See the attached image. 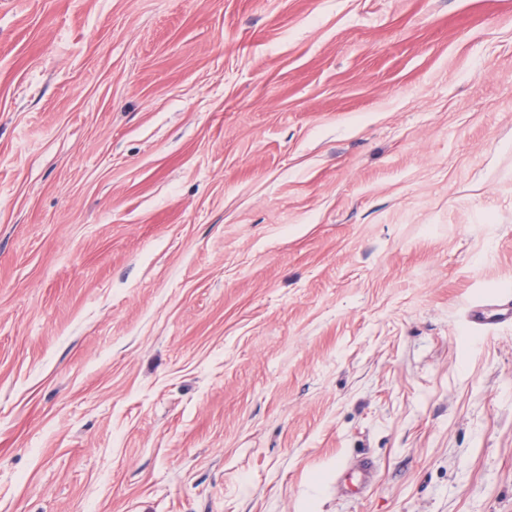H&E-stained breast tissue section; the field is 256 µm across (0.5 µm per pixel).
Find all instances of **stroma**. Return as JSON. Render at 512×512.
Returning a JSON list of instances; mask_svg holds the SVG:
<instances>
[{"mask_svg":"<svg viewBox=\"0 0 512 512\" xmlns=\"http://www.w3.org/2000/svg\"><path fill=\"white\" fill-rule=\"evenodd\" d=\"M496 298L512 0H0V512H512ZM469 323L474 327L489 325L491 319L512 321V301L500 300L473 305L468 310ZM375 468L368 458H360L345 464L338 472V480L345 484L351 493L361 494L373 482Z\"/></svg>","mask_w":512,"mask_h":512,"instance_id":"35a3bbf8","label":"stroma"}]
</instances>
